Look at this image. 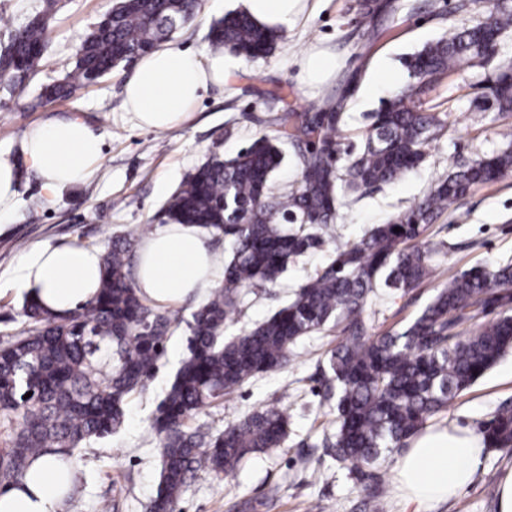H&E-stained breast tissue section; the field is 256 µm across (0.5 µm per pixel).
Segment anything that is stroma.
I'll return each instance as SVG.
<instances>
[{
  "instance_id": "stroma-1",
  "label": "stroma",
  "mask_w": 512,
  "mask_h": 512,
  "mask_svg": "<svg viewBox=\"0 0 512 512\" xmlns=\"http://www.w3.org/2000/svg\"><path fill=\"white\" fill-rule=\"evenodd\" d=\"M360 0H316L302 19L264 59L243 60L233 84L209 89L192 107L188 119L167 131L136 127L123 109V86L129 68L113 71L103 82L77 91L65 101L30 109L42 84L59 77L72 62L77 46L111 7L113 0H62L49 27L44 66L24 95L0 90V153L17 154L23 132L32 124L71 113L81 115L104 137L96 175L63 194L54 205L41 199V179L25 169L20 175V204L0 220V284L14 276L19 256L35 246L78 243L106 249L113 237L142 226L166 224L162 207L176 188L212 153L235 156L260 136L275 139L267 122L279 92L293 112L320 111L326 100L346 97L343 124L346 144L360 145L372 112L394 91L385 88L367 96L363 87L371 63L386 59L402 67L405 57L437 39L451 26L486 21V0H394V12L375 13L379 35L365 41ZM233 7L232 0H201L196 21L172 38L173 44L200 51L208 48L209 28ZM315 48L335 53L338 66L325 83L308 88L299 78L303 53ZM494 67L465 68L448 75L429 96L445 122L444 136L426 160L399 181L349 199L334 224L323 227L327 246L290 263L271 288L245 292L241 313L227 323L225 336H235L271 317L290 302L298 286L323 267L336 244L358 241L375 224L411 207L457 162L496 151L498 116L479 111L474 99L494 75ZM427 238L444 242L435 258V279L408 294H385L366 308L375 334L400 332L417 318L449 277L471 267L512 259V172L498 181L478 185L458 209L428 225ZM199 306L193 298L170 305L176 319L166 352L145 390L130 398L121 430L83 448L74 460L81 477L74 496L62 498L57 512H150L160 483L161 457L149 424L157 403L174 380L187 355L188 328ZM338 331H322L300 341L286 367L257 375L218 403L196 414L187 429L208 434L263 406L278 405L288 415V438L281 450L255 454L230 475L196 472L183 488L177 512H229L232 504L253 501L257 512H369L366 492L348 470L330 455L336 413L324 400L330 374L327 353ZM512 403V352L501 358L468 390L449 401L431 418L434 427L481 428L498 408ZM512 470V451L486 449L473 483L432 512H497V486Z\"/></svg>"
}]
</instances>
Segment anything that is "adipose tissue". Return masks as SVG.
<instances>
[{
    "mask_svg": "<svg viewBox=\"0 0 512 512\" xmlns=\"http://www.w3.org/2000/svg\"><path fill=\"white\" fill-rule=\"evenodd\" d=\"M258 25L291 29L309 0H235ZM241 59L221 54H190L167 43L145 54L124 84V111L137 126L166 130L185 121L210 87L224 86ZM103 136L78 116L56 117L28 127L17 156L0 155V217L17 204L19 169L42 180L45 203H54L70 186L88 181L99 169ZM102 253L81 244L42 245L22 254L12 291L55 316H65L94 300L99 291ZM224 282V257L192 224L158 227L139 254L136 286L158 305L204 298ZM485 437L462 426L427 427L410 439L396 465L397 489L420 507L449 501L468 485L482 463ZM67 476L60 462L38 458L21 484L0 493V512H56Z\"/></svg>",
    "mask_w": 512,
    "mask_h": 512,
    "instance_id": "obj_1",
    "label": "adipose tissue"
}]
</instances>
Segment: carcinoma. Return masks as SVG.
Here are the masks:
<instances>
[{"label": "carcinoma", "instance_id": "cac0c4a2", "mask_svg": "<svg viewBox=\"0 0 512 512\" xmlns=\"http://www.w3.org/2000/svg\"><path fill=\"white\" fill-rule=\"evenodd\" d=\"M59 0L42 8L12 35L0 53V84L22 94L42 67L49 21ZM490 18L450 27L404 60L410 81L372 114L359 149L342 148L344 100L326 112H272L293 148L298 179L281 193L273 178L283 154L267 137L235 156L198 166L168 201L174 224H195L224 234L230 255L224 286L193 315L188 354L157 404L150 431L161 448V481L151 512H175L187 479L207 469L229 474L248 456L282 448L288 416L261 408L217 436L188 433L185 421L241 388L256 375L283 366L295 344L330 325L341 340L328 352L336 389V440L330 452L354 478L379 496L380 460L448 406L512 350V263L476 265L448 279L400 334L376 336L364 318L383 286L408 293L435 276L441 245L423 238L426 226L459 206L475 185L512 171V60L479 99L501 119L503 148L458 166L409 210L373 225L306 280L294 299L267 320L230 340L224 325L239 313L246 288L277 283L288 264L324 245L322 227L333 223L340 192L394 183L423 163L445 132L439 113L424 107L432 88L450 73L493 62L512 31V4L489 0ZM197 0H115L84 37L73 65L42 88L31 107L68 99L113 69L166 42L188 26ZM212 50L247 59L270 56L281 35L229 12L213 24ZM401 231L396 232L394 228ZM132 234L112 240L104 255L94 301L57 317L25 302L26 325L0 342V487L20 483L29 464L52 455L72 465L75 450L106 438L124 423L126 400L142 391L157 368L175 319L138 294L130 279ZM494 307L497 316L484 320ZM30 397H25L26 393ZM490 448H512V406L483 426Z\"/></svg>", "mask_w": 512, "mask_h": 512}]
</instances>
